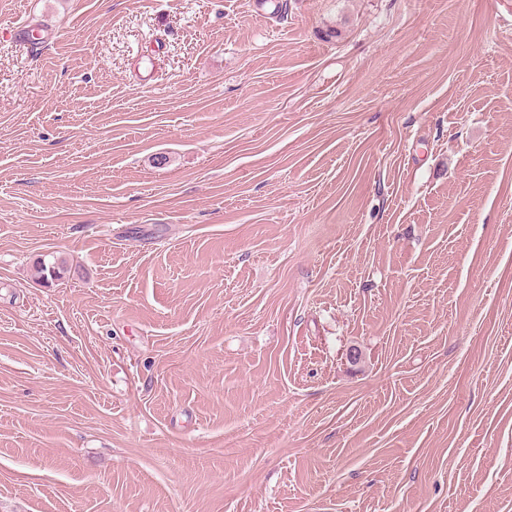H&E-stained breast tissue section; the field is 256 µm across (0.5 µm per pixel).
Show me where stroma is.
<instances>
[{
  "mask_svg": "<svg viewBox=\"0 0 512 512\" xmlns=\"http://www.w3.org/2000/svg\"><path fill=\"white\" fill-rule=\"evenodd\" d=\"M276 2L0 0V512H512V0ZM54 258V256H53ZM34 278L39 282L59 279L62 274L68 271L66 261L54 258L53 262H46L45 259H38L33 266Z\"/></svg>",
  "mask_w": 512,
  "mask_h": 512,
  "instance_id": "1",
  "label": "stroma"
}]
</instances>
